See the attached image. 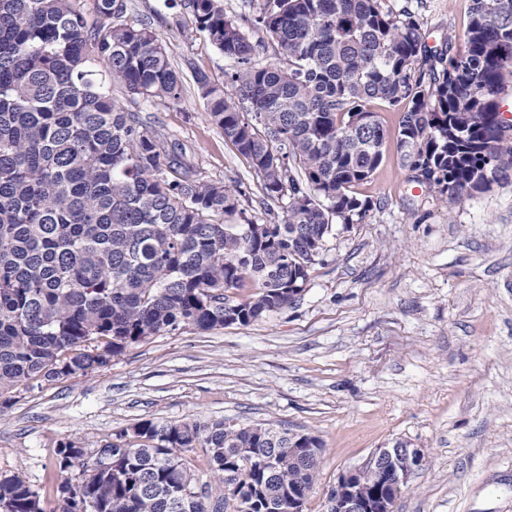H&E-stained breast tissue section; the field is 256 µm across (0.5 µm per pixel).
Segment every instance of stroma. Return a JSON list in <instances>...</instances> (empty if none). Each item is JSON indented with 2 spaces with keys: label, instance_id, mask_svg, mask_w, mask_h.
I'll use <instances>...</instances> for the list:
<instances>
[{
  "label": "stroma",
  "instance_id": "1",
  "mask_svg": "<svg viewBox=\"0 0 512 512\" xmlns=\"http://www.w3.org/2000/svg\"><path fill=\"white\" fill-rule=\"evenodd\" d=\"M471 0H381L408 9L429 46L460 41ZM171 47L175 102L113 100L182 150L202 177L238 185L256 220L280 216L262 180L207 120L195 71L233 95L229 59L166 0H127ZM361 195L374 206L334 221L299 298L248 325L187 328L134 344L84 377L20 390L0 414V473L44 501L77 472L59 441L86 448L142 420L266 423L318 437L304 512H326L340 475L395 440L422 448L397 512H512V180L461 201L411 180L395 138Z\"/></svg>",
  "mask_w": 512,
  "mask_h": 512
}]
</instances>
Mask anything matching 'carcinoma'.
I'll use <instances>...</instances> for the list:
<instances>
[{
  "instance_id": "1",
  "label": "carcinoma",
  "mask_w": 512,
  "mask_h": 512,
  "mask_svg": "<svg viewBox=\"0 0 512 512\" xmlns=\"http://www.w3.org/2000/svg\"><path fill=\"white\" fill-rule=\"evenodd\" d=\"M181 2L235 65L233 98L197 73L208 118L284 216H247L245 192L200 177L112 100L111 80L132 97H179L170 48L147 23L125 22L126 0H0V410L32 381L87 376L160 333L247 325L294 301L332 221L373 208L356 187L388 138L375 102L402 109L395 137L413 181L461 200L507 177L512 0H471L451 55L428 46L409 10L379 0H265L255 22L266 42L223 0ZM269 48L275 62L259 64ZM133 433L140 442L122 431L94 454L60 441L55 466L81 479L60 484L49 509L0 474V508L291 512L322 451L286 427L224 421L145 420ZM198 447L214 482L188 500L197 478L181 453Z\"/></svg>"
}]
</instances>
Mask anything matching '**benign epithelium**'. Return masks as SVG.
Returning a JSON list of instances; mask_svg holds the SVG:
<instances>
[{"label": "benign epithelium", "mask_w": 512, "mask_h": 512, "mask_svg": "<svg viewBox=\"0 0 512 512\" xmlns=\"http://www.w3.org/2000/svg\"><path fill=\"white\" fill-rule=\"evenodd\" d=\"M424 465L423 451L406 441L396 442L390 448H379L363 466L379 474L378 489L364 494L356 483L358 471H349L340 476L330 504L336 507V512H395L403 485Z\"/></svg>", "instance_id": "1"}]
</instances>
